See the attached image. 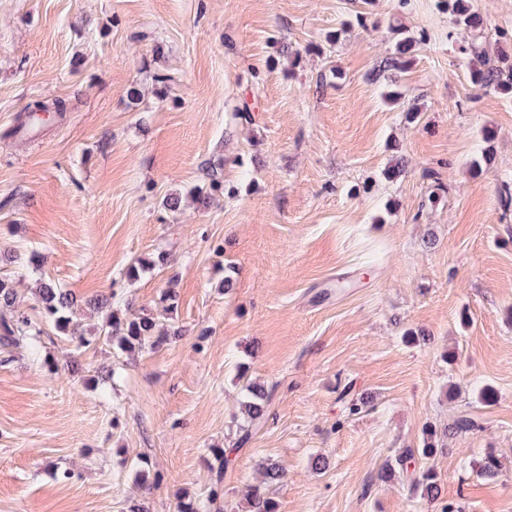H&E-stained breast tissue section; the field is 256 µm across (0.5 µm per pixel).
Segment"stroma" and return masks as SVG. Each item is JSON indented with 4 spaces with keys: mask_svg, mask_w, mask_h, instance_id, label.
<instances>
[{
    "mask_svg": "<svg viewBox=\"0 0 512 512\" xmlns=\"http://www.w3.org/2000/svg\"><path fill=\"white\" fill-rule=\"evenodd\" d=\"M471 3L512 56V0ZM393 26L428 34L403 71L383 68ZM470 39L445 0H0V276L34 320L41 278L133 313L172 287L182 331L124 353L47 324L37 354L0 361V512H176L217 481L211 512H244L263 458L287 471L279 512H512V94L473 88ZM159 70L175 76L162 98ZM58 99L63 118L9 136ZM213 162L200 211L187 193ZM249 379L272 392L250 427ZM461 416L475 428L431 460L439 501L378 481ZM218 448L234 452L220 476ZM37 110H43V111H49V112H59L60 114H63L67 110L66 103L62 100H56L52 106L48 105L47 103L43 101H34L32 103H29L25 109L24 112L20 113L17 118V128L23 129L26 127L27 124L33 123L36 120H39V116L37 115ZM45 112V113H49ZM217 166L215 164H211L207 171V178L209 179V185L205 187L196 186L193 190V198L196 207L200 210L208 209L210 206L211 195L212 192L217 191L221 188V181L219 180V175L217 172ZM414 459V451L406 449L402 453L394 455L393 458L388 459L382 469L380 470L378 477L380 480H390L396 477L397 473H408L409 464Z\"/></svg>",
    "mask_w": 512,
    "mask_h": 512,
    "instance_id": "obj_1",
    "label": "stroma"
}]
</instances>
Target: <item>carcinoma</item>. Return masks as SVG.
<instances>
[{
	"label": "carcinoma",
	"instance_id": "1",
	"mask_svg": "<svg viewBox=\"0 0 512 512\" xmlns=\"http://www.w3.org/2000/svg\"><path fill=\"white\" fill-rule=\"evenodd\" d=\"M448 13L455 25L465 28L475 37V41L462 48L463 52L472 55L473 59L479 62V65L471 70V83L480 90L492 87L502 93L512 92V63L505 57L493 58V45L485 37L487 21L484 16L472 8L470 0H448ZM392 35L396 39L394 53L386 60V67L401 69L405 66L404 57L412 53L421 40L409 35L408 31L402 28L392 29ZM39 110L62 114L67 111V106L62 100H57L51 105L43 101H34L17 116V128L21 130L27 124L38 120ZM207 178L208 186H197L193 190L194 203L200 210L209 208L212 192L221 188L216 165L209 166ZM36 298L43 322L53 324L58 332L68 337L78 349L92 343V340L86 337V330L73 319L78 300L72 292L58 287L50 280H42L36 288ZM87 304L94 310L110 309L102 321L101 335L107 341L117 343L122 351L156 350L168 341L180 337L177 330H160L154 313L145 308L133 318L120 317L117 309L119 300L114 294L91 299ZM41 335V327L19 309L18 293L13 281L9 278H0V350L8 354L30 350ZM243 390L246 421L250 425H255L264 419L271 393L263 383L252 380L246 382ZM474 427L475 422L472 418L461 416L440 430L433 427L426 429L427 442L420 449V455L426 459L434 457L438 452L444 451V448L438 447L435 439L448 438ZM412 459L414 451L411 449L394 455L385 462L378 474L379 479L390 480L399 472H408ZM283 479L284 471L276 463L270 460L263 463L262 479L250 485L246 492L249 512H278V503L272 497V487L281 483ZM409 490L423 499L437 500L441 496L440 475L434 467L422 466L411 472ZM216 501L217 493L212 492L201 503L183 498L177 502L176 508L177 512H202Z\"/></svg>",
	"mask_w": 512,
	"mask_h": 512
}]
</instances>
